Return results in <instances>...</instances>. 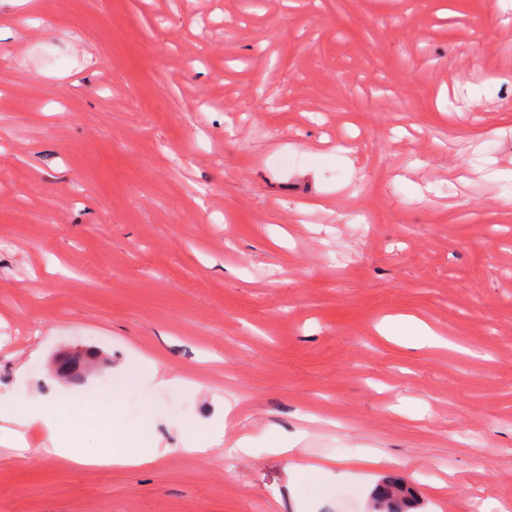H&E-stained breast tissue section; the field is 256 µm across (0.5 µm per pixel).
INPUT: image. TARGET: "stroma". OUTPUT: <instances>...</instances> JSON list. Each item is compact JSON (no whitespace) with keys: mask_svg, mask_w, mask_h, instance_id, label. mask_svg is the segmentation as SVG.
<instances>
[{"mask_svg":"<svg viewBox=\"0 0 512 512\" xmlns=\"http://www.w3.org/2000/svg\"><path fill=\"white\" fill-rule=\"evenodd\" d=\"M487 157L512 168L498 0H0V395L122 382L169 447L0 446V512H368L370 448L413 512H512V189ZM407 315L439 343L379 333ZM145 356L187 384L128 383ZM220 397L223 442L186 454L177 423ZM302 440V437H298L293 442H288L287 439H274L271 442V446L269 448H265V450L274 452L281 455H286L289 459V462L291 463L289 465V469L292 471L293 474H304L306 473L311 467L305 466L303 464H300L297 462V448L295 446L300 443Z\"/></svg>","mask_w":512,"mask_h":512,"instance_id":"obj_1","label":"stroma"}]
</instances>
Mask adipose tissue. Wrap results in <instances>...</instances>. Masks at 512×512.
<instances>
[{"label": "adipose tissue", "mask_w": 512, "mask_h": 512, "mask_svg": "<svg viewBox=\"0 0 512 512\" xmlns=\"http://www.w3.org/2000/svg\"><path fill=\"white\" fill-rule=\"evenodd\" d=\"M122 393L121 386L117 385L108 396L112 431L105 449L90 453L75 447L69 418L73 405L62 394L39 402L19 396L0 397V440L14 444L25 460L32 457L33 452L24 434L29 430H39L51 441L53 455L81 466L136 468L153 463L165 455L166 449L155 440L150 418H143L138 424L122 422Z\"/></svg>", "instance_id": "obj_1"}]
</instances>
